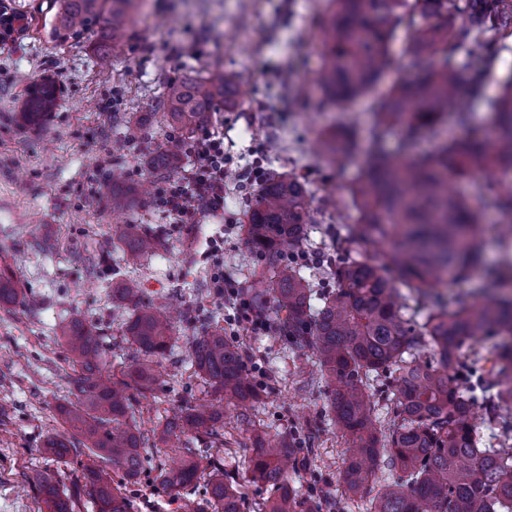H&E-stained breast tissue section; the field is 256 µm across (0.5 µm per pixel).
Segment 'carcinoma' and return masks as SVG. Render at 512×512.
I'll return each instance as SVG.
<instances>
[{
    "instance_id": "obj_1",
    "label": "carcinoma",
    "mask_w": 512,
    "mask_h": 512,
    "mask_svg": "<svg viewBox=\"0 0 512 512\" xmlns=\"http://www.w3.org/2000/svg\"><path fill=\"white\" fill-rule=\"evenodd\" d=\"M51 35L58 41L100 27L117 45L127 36L142 0H53ZM318 88L323 106L334 108L373 93V120L365 142L351 125L323 134L322 154L341 169L358 152L364 172L347 188L356 212L333 253L316 256L315 266L333 281L315 288L303 272L313 192L297 176L271 171L246 226L245 244L261 260L260 276L271 287L241 288L251 308L268 316L269 331L316 358L327 385L329 413L346 437L339 482L353 499L367 493L374 469L383 462L402 476L372 498L369 512H512V447L489 448L475 433L476 421L512 431V296L478 297L497 270H479L484 245L480 209L493 210L512 230V76L494 97L484 93L503 43L512 38V0H327ZM404 32L402 55L420 70L379 89L393 64L391 45ZM243 77L219 72L166 86L163 111L183 133L206 125L222 106L242 102ZM55 103V87L42 84L25 112L38 123ZM488 115L477 121L479 108ZM436 138L431 153L413 152L423 132ZM181 144L157 150L148 165L159 177L178 172ZM467 182L471 194L448 187ZM112 211L140 203L136 188L112 175L107 186ZM126 262L158 254L162 234L143 224L120 232ZM381 245L383 262L347 257L349 247ZM472 283L470 291L443 304H428L434 288ZM408 292H403V289ZM131 279L112 287V300L131 313L122 324L135 355L119 379L103 367L98 327L74 316L60 327V339L77 365L71 399L57 406L69 434L46 438L44 451L56 458L90 453L112 465L120 481L103 468L84 467L76 491L96 512H133L124 487L151 466L136 421L139 398L159 382L152 363L173 354L174 325L163 304H143ZM29 302L12 276L0 270V308ZM504 339L495 355L469 356L486 334ZM186 360L212 389L165 418L158 440L185 439L177 456L156 466V481L182 512H206L193 499L198 488L213 512H321L318 496H305L288 479L310 467L312 445L293 435L253 438L252 480L269 496L250 503L237 476L224 470V404L257 403L263 391L245 376L243 345L219 330L188 341ZM431 362H417L422 349ZM388 379L386 401L393 418L382 423L374 382ZM36 483L49 512H74V493L51 477Z\"/></svg>"
}]
</instances>
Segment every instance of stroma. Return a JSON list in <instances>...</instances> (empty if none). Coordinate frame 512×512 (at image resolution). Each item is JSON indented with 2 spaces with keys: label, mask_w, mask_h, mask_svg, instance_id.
Returning <instances> with one entry per match:
<instances>
[{
  "label": "stroma",
  "mask_w": 512,
  "mask_h": 512,
  "mask_svg": "<svg viewBox=\"0 0 512 512\" xmlns=\"http://www.w3.org/2000/svg\"><path fill=\"white\" fill-rule=\"evenodd\" d=\"M10 6L21 26L0 48V266L9 265L17 287L37 304L0 309V512H48L32 477L47 472L67 487L80 473L77 459L58 461L43 451L47 436L64 431L56 407L68 399L75 369L59 328L73 316L96 325L104 336L105 368L120 373L133 349L121 331L128 312L112 301L116 271L139 281L144 301L200 309L205 324L245 343L249 375L267 397L248 409L249 428L237 423L238 407H225L223 458L250 501L267 496L263 484L252 482L247 464L255 431L274 437L306 431L317 421L322 431L315 457L309 470L294 474L296 486L305 493L314 483L325 484L338 512H368L367 501L346 499L338 482L346 440L326 421L327 388L318 376L294 372L295 364H313L312 353L239 326L236 301L217 298L212 288L217 265L232 271L240 286L260 266L245 245L244 226L262 173L309 182L315 195L310 240L317 249H330L333 234L347 222L349 211L338 201L362 159L353 157L336 171L320 158L317 139L344 118L363 124L369 116L361 102L345 113L319 106L314 79L321 67L318 19L325 0H146L116 47L96 34L54 40L48 0H11ZM100 50L110 53L109 68L99 66ZM218 70L240 72L245 80L244 103L217 111L212 122L233 157L224 213L179 224L153 202L158 182L147 161L181 134L158 105L167 83ZM47 78L57 88L56 106L39 123H27L29 93ZM292 86L299 89L295 106L288 103ZM133 124L141 127L135 143L115 151ZM107 155L109 169L95 172ZM118 168L146 191L141 204L122 216L105 198ZM124 224L161 228L166 243L159 257L125 264L118 241ZM219 231L224 251L217 257L208 238ZM184 352L177 347L163 360L167 375L138 406L146 450L156 464L173 452L151 439L153 428L207 392L184 364Z\"/></svg>",
  "instance_id": "obj_1"
}]
</instances>
